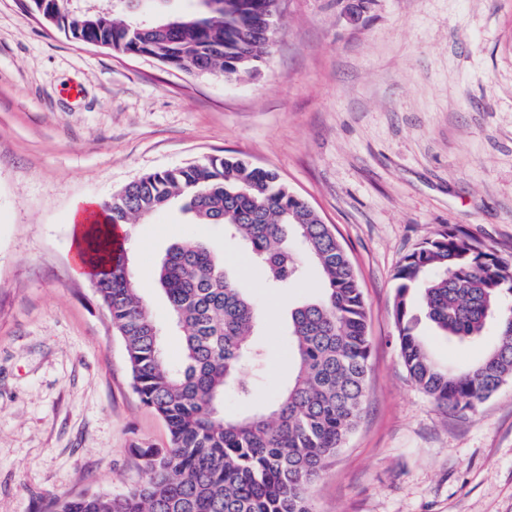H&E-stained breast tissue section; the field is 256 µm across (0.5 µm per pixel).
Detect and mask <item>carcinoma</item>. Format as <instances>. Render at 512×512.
Returning <instances> with one entry per match:
<instances>
[{
    "label": "carcinoma",
    "mask_w": 512,
    "mask_h": 512,
    "mask_svg": "<svg viewBox=\"0 0 512 512\" xmlns=\"http://www.w3.org/2000/svg\"><path fill=\"white\" fill-rule=\"evenodd\" d=\"M148 14L126 19L108 7L66 13L51 0L29 11L87 45L149 54L191 75L234 79L256 70L276 30V0H194L188 13L151 0ZM181 204L197 224H222L243 242L269 287L304 277L303 257L321 268L322 294L290 311L288 385L268 407L224 412V395L252 403L240 379L264 353L252 336L259 309L200 237L172 244L157 274L183 336L181 361L167 360L160 329L139 294L128 250H113L106 225L134 224ZM105 223L89 228L86 251L101 267L95 291L122 337L141 402L165 423V448L141 443L144 482L122 495L55 499L52 512H313L309 490L329 457L355 430L366 397L370 356L367 305L348 252L333 227L268 169L235 156L147 173L102 204ZM394 316L400 356L414 384L437 403L473 410L512 379V263L450 229L424 241L399 266ZM426 320L437 335L476 340L496 321L495 345L471 365L436 363L416 332Z\"/></svg>",
    "instance_id": "cac0c4a2"
}]
</instances>
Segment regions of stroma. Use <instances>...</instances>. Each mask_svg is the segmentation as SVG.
Listing matches in <instances>:
<instances>
[{
  "mask_svg": "<svg viewBox=\"0 0 512 512\" xmlns=\"http://www.w3.org/2000/svg\"><path fill=\"white\" fill-rule=\"evenodd\" d=\"M267 61L232 81L193 76L67 37L0 0V512L126 492L133 447H166L133 389L91 277L76 275V202L142 175L238 156L275 171L345 246L369 311L367 399L310 496L315 512H512V379L476 410L439 407L410 379L394 275L456 228L512 262V0H279ZM126 246L168 356L182 340L156 285L173 243L202 237L260 309L259 403L292 375L288 310L320 292L306 264L267 288L246 246L179 206L127 225ZM418 332L459 369L495 342Z\"/></svg>",
  "mask_w": 512,
  "mask_h": 512,
  "instance_id": "35a3bbf8",
  "label": "stroma"
}]
</instances>
